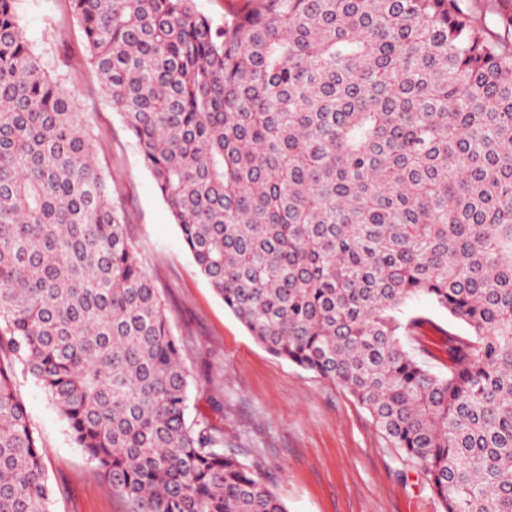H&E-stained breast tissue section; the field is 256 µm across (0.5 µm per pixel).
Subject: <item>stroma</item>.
Here are the masks:
<instances>
[{
    "mask_svg": "<svg viewBox=\"0 0 512 512\" xmlns=\"http://www.w3.org/2000/svg\"><path fill=\"white\" fill-rule=\"evenodd\" d=\"M25 38L92 120L100 165L126 209L131 246L186 349L187 419L224 432L288 512H441L417 466L340 385L258 345L197 271L134 139L87 60L69 0H18ZM14 389L56 489L54 512H127L22 364ZM221 410H214V403Z\"/></svg>",
    "mask_w": 512,
    "mask_h": 512,
    "instance_id": "35a3bbf8",
    "label": "stroma"
}]
</instances>
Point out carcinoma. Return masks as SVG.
<instances>
[{
    "instance_id": "cac0c4a2",
    "label": "carcinoma",
    "mask_w": 512,
    "mask_h": 512,
    "mask_svg": "<svg viewBox=\"0 0 512 512\" xmlns=\"http://www.w3.org/2000/svg\"><path fill=\"white\" fill-rule=\"evenodd\" d=\"M198 272L347 389L441 512H512V53L470 0H69ZM0 0V512H53L22 364L130 512H288L187 424L166 308L79 110ZM463 325L447 371L403 308ZM242 0H196L199 11L210 17L215 24H222L224 15L240 9ZM414 315H420L430 319L447 333L450 332L459 336L465 335V330L462 325L449 318L446 313L440 310L425 296L414 300L406 309L405 319ZM423 335L420 336H427L428 338L423 339L424 343L439 357L438 359H429L426 356H423V353L419 351V347L416 344L415 340L413 339V335L411 333L407 334L406 336H403V343L405 347L420 356L423 357L424 360H426L430 366L432 367V370L435 372L438 371H446V367L443 365L444 361L446 359V355L444 353L438 352L436 350L437 345L436 343L439 341V335L434 332L431 328L427 327L424 329Z\"/></svg>"
}]
</instances>
